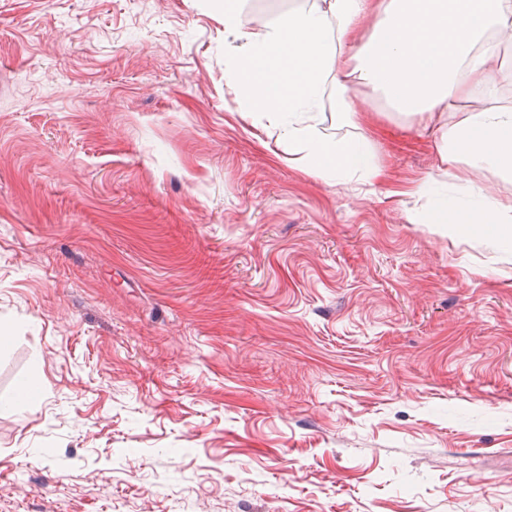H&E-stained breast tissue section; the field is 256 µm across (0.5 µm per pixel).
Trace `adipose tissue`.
Here are the masks:
<instances>
[{
	"label": "adipose tissue",
	"mask_w": 512,
	"mask_h": 512,
	"mask_svg": "<svg viewBox=\"0 0 512 512\" xmlns=\"http://www.w3.org/2000/svg\"><path fill=\"white\" fill-rule=\"evenodd\" d=\"M240 2L223 0L224 30L238 42L233 80L256 110L274 116L288 135L289 161H301L310 175H382L370 134L334 143L311 136L331 92L337 114L372 126L365 103L349 94L356 78L407 116L455 110L458 101L482 94V108L457 112L445 128L440 161L512 181V104L499 99L490 69L501 54L499 32L512 28V0H325L267 22L259 37L241 28ZM465 194V222L512 250V197L471 183Z\"/></svg>",
	"instance_id": "obj_1"
}]
</instances>
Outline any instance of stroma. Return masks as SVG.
Wrapping results in <instances>:
<instances>
[{
  "instance_id": "1",
  "label": "stroma",
  "mask_w": 512,
  "mask_h": 512,
  "mask_svg": "<svg viewBox=\"0 0 512 512\" xmlns=\"http://www.w3.org/2000/svg\"><path fill=\"white\" fill-rule=\"evenodd\" d=\"M219 0H0V512H512V253L288 162ZM40 396L17 397L22 382Z\"/></svg>"
}]
</instances>
